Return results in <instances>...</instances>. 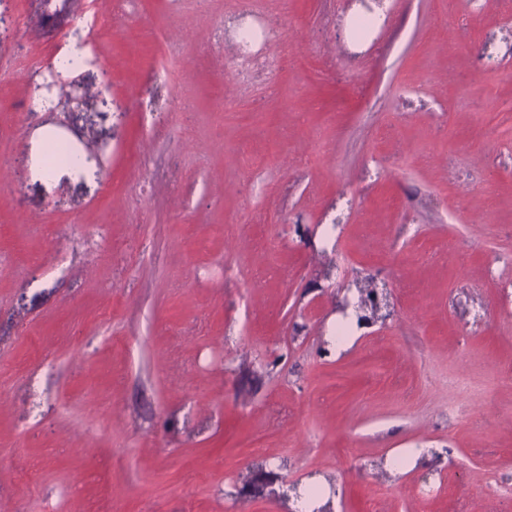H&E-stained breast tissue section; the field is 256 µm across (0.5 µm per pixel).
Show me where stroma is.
<instances>
[{
	"instance_id": "stroma-1",
	"label": "stroma",
	"mask_w": 512,
	"mask_h": 512,
	"mask_svg": "<svg viewBox=\"0 0 512 512\" xmlns=\"http://www.w3.org/2000/svg\"><path fill=\"white\" fill-rule=\"evenodd\" d=\"M366 8L0 0V512H512V0Z\"/></svg>"
}]
</instances>
